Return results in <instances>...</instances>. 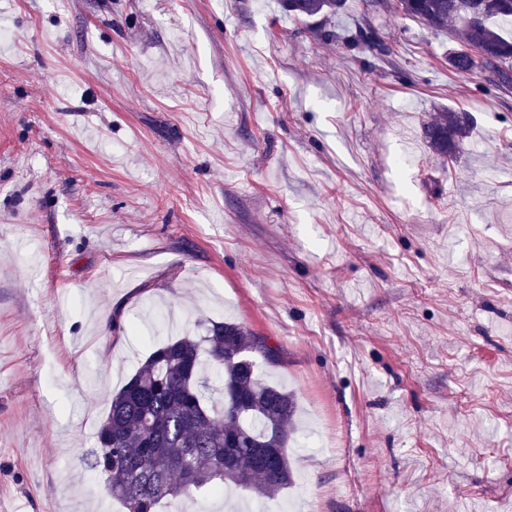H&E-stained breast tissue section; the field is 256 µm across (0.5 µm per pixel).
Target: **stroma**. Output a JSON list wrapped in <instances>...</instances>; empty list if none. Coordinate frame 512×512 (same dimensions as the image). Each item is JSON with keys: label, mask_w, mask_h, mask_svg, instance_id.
Wrapping results in <instances>:
<instances>
[{"label": "stroma", "mask_w": 512, "mask_h": 512, "mask_svg": "<svg viewBox=\"0 0 512 512\" xmlns=\"http://www.w3.org/2000/svg\"><path fill=\"white\" fill-rule=\"evenodd\" d=\"M281 0H0V502L88 467L155 345L230 320L297 403L268 512H512V90L390 12L391 62ZM463 110L456 163L421 127Z\"/></svg>", "instance_id": "35a3bbf8"}]
</instances>
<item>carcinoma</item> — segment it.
I'll return each instance as SVG.
<instances>
[{
    "label": "carcinoma",
    "mask_w": 512,
    "mask_h": 512,
    "mask_svg": "<svg viewBox=\"0 0 512 512\" xmlns=\"http://www.w3.org/2000/svg\"><path fill=\"white\" fill-rule=\"evenodd\" d=\"M294 17H335L346 0H282ZM439 31L455 27L463 54L452 68L463 77L483 72L512 88V19L499 0H362L360 36L381 58L391 54L379 20L389 11ZM467 112H441L423 124L428 147L453 157L468 137ZM188 334L155 347L121 389L96 430L93 469L124 512H160L192 490L219 493L235 485L272 498L292 484L287 448L296 403L286 388L261 378L278 355L238 323L200 321ZM220 394L221 406L213 401Z\"/></svg>",
    "instance_id": "obj_1"
}]
</instances>
